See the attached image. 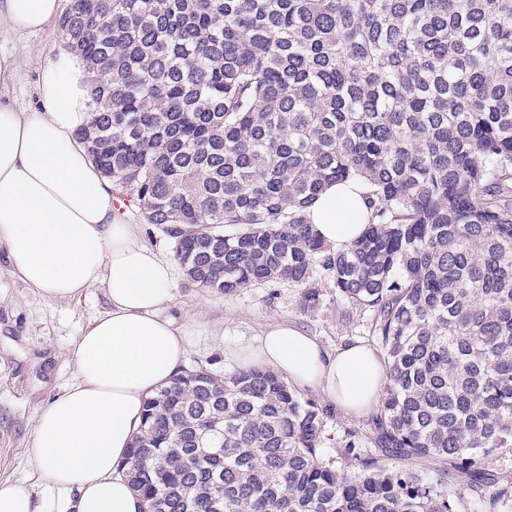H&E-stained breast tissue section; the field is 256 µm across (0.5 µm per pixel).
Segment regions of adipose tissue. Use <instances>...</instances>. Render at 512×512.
Returning a JSON list of instances; mask_svg holds the SVG:
<instances>
[{
  "label": "adipose tissue",
  "mask_w": 512,
  "mask_h": 512,
  "mask_svg": "<svg viewBox=\"0 0 512 512\" xmlns=\"http://www.w3.org/2000/svg\"><path fill=\"white\" fill-rule=\"evenodd\" d=\"M61 12L62 0H0V35L43 30ZM18 68L17 59H0V246L12 272L41 297L67 300L100 286L110 308L72 344L77 384L40 412L27 450L36 489L0 487V512H142L121 466L146 400L183 364L185 335L161 312L172 266L137 243L111 182L76 137L89 120L79 62L67 54L39 61L33 109L16 108L2 90ZM366 193L351 179L310 207L311 224L336 249L363 233ZM235 357L325 393L346 416L369 412L387 382L371 347L355 342L332 353L284 324Z\"/></svg>",
  "instance_id": "ef3b65f1"
}]
</instances>
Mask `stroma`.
<instances>
[{
    "mask_svg": "<svg viewBox=\"0 0 512 512\" xmlns=\"http://www.w3.org/2000/svg\"><path fill=\"white\" fill-rule=\"evenodd\" d=\"M65 47L57 26L36 33L0 37V56L27 54L52 58ZM174 288L165 305L186 335L184 368L204 366L227 374L238 367L232 352L257 343L274 323L294 326L314 336L328 351L361 341L379 342L370 312L353 308L328 278H320L316 306H304L301 287L285 282L255 284L231 294L189 283L175 266ZM108 304L103 289L90 288L65 301H49L14 275L0 247V438L11 452L0 459V487L34 486L36 471L26 450L41 409L77 382L71 344ZM326 413L324 451L336 457L345 433L372 434L371 415L346 416L320 392L302 391Z\"/></svg>",
    "mask_w": 512,
    "mask_h": 512,
    "instance_id": "obj_1",
    "label": "stroma"
}]
</instances>
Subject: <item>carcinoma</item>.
I'll return each instance as SVG.
<instances>
[{"label": "carcinoma", "instance_id": "obj_1", "mask_svg": "<svg viewBox=\"0 0 512 512\" xmlns=\"http://www.w3.org/2000/svg\"><path fill=\"white\" fill-rule=\"evenodd\" d=\"M78 132L116 195L225 294L314 273L373 312V449L324 455V410L273 371H184L123 472L145 512H460L512 498V0H70ZM368 187L337 250L307 209ZM436 463L435 474L427 472Z\"/></svg>", "mask_w": 512, "mask_h": 512}]
</instances>
